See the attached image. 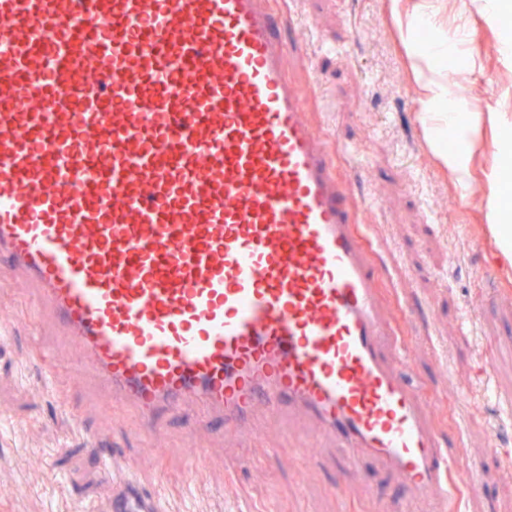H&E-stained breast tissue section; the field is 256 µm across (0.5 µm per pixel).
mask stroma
<instances>
[{
  "mask_svg": "<svg viewBox=\"0 0 512 512\" xmlns=\"http://www.w3.org/2000/svg\"><path fill=\"white\" fill-rule=\"evenodd\" d=\"M280 27L295 48L289 79L306 92V117L328 141L339 171L353 158L362 170L349 192L369 198L360 211L378 263V287L410 347V376L426 391L442 437L468 450L458 459L476 469L464 512H512V418L499 404L512 397V270L486 232L481 200L499 161L489 124L471 133L472 203L464 205L419 120L421 88L387 0H277ZM448 29L465 34L463 51L446 62L443 79L466 93L471 111L512 117V6L492 11L486 0H400L409 16L422 6ZM320 91H311L312 80ZM495 293L487 303V293ZM33 295L19 277L0 273V512H67L74 499L93 512H114L118 485L105 480L86 435L115 449L116 465L138 463L136 487L164 486L166 512H402L397 477L365 460L364 480L336 487L331 439L313 423L271 420L255 410L248 426L193 411H159L158 437L117 405L104 410L95 377L81 371L77 352L58 337L54 316L33 314ZM473 317L470 329L458 318ZM490 354L492 391L457 394L479 384L482 354ZM49 358L54 389L22 382ZM204 448L192 470L188 451Z\"/></svg>",
  "mask_w": 512,
  "mask_h": 512,
  "instance_id": "stroma-1",
  "label": "stroma"
}]
</instances>
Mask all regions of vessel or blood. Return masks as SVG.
<instances>
[{
  "instance_id": "obj_1",
  "label": "vessel or blood",
  "mask_w": 512,
  "mask_h": 512,
  "mask_svg": "<svg viewBox=\"0 0 512 512\" xmlns=\"http://www.w3.org/2000/svg\"><path fill=\"white\" fill-rule=\"evenodd\" d=\"M292 50L272 0H0V264L146 435L162 409L261 403L336 441L339 488L373 458L450 512L475 473L408 380ZM466 113L456 93L448 141ZM87 447L132 483L136 462Z\"/></svg>"
}]
</instances>
